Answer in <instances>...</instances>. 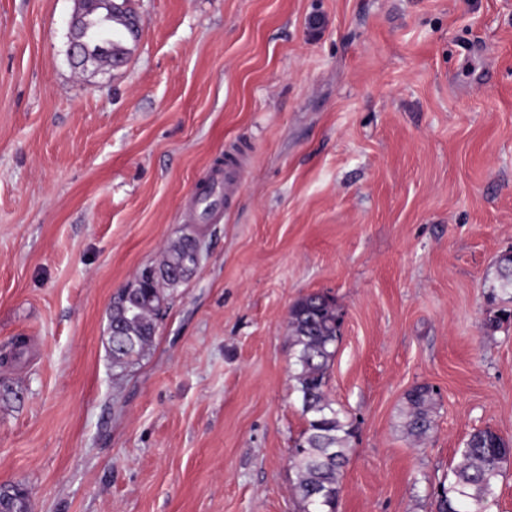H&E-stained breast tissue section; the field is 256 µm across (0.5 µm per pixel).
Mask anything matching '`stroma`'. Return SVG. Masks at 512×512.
<instances>
[{
  "label": "stroma",
  "mask_w": 512,
  "mask_h": 512,
  "mask_svg": "<svg viewBox=\"0 0 512 512\" xmlns=\"http://www.w3.org/2000/svg\"><path fill=\"white\" fill-rule=\"evenodd\" d=\"M130 7L115 69L71 61L76 0H0V485L33 512H297L288 311L323 292L357 427L336 512H435L465 437L512 441V319L484 327L512 309V0ZM185 234L199 266L114 369V296ZM405 399L404 430L408 436L420 439L433 426L434 391L427 384H418L406 393Z\"/></svg>",
  "instance_id": "35a3bbf8"
}]
</instances>
